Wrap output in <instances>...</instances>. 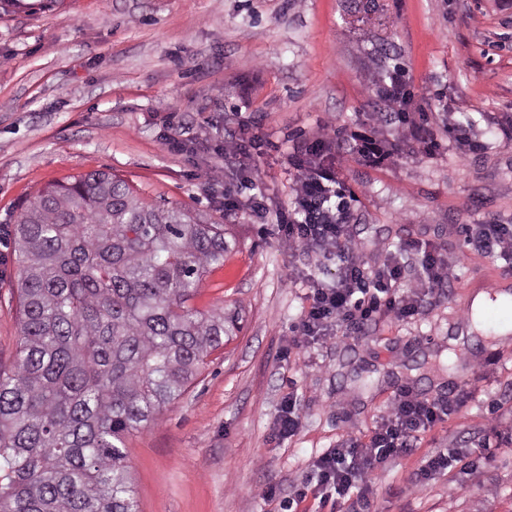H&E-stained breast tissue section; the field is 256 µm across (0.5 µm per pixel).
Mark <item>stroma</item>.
Listing matches in <instances>:
<instances>
[{
	"instance_id": "stroma-1",
	"label": "stroma",
	"mask_w": 512,
	"mask_h": 512,
	"mask_svg": "<svg viewBox=\"0 0 512 512\" xmlns=\"http://www.w3.org/2000/svg\"><path fill=\"white\" fill-rule=\"evenodd\" d=\"M401 66L442 146L373 167L346 135L399 136V107L381 94ZM262 120L272 143L246 174L221 181L214 148L239 116ZM468 120L481 150L457 147ZM195 152L166 143L176 123ZM332 132L355 192L353 239L367 266L395 245L426 241L452 265L450 285L418 316L382 319L360 339L327 336L295 352L313 282H332L335 257L289 248L274 223L228 218L225 190L265 193L287 208L294 144ZM94 170L125 179L148 202L195 209L238 245L194 300L237 314L241 329L177 402L126 441L141 512H288L315 457L348 432H370L402 386L425 399L456 393L479 366L466 405L388 461L379 512H512V336L496 323L469 331V297L512 286V260L471 252L469 224H512V0H22L0 6V365L20 338L18 268L9 246L29 198ZM296 396L298 433L280 438L282 402ZM504 439L476 471L406 480L444 448L476 451L489 426ZM277 495L265 500L263 488Z\"/></svg>"
}]
</instances>
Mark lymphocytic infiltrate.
<instances>
[{"label":"lymphocytic infiltrate","mask_w":512,"mask_h":512,"mask_svg":"<svg viewBox=\"0 0 512 512\" xmlns=\"http://www.w3.org/2000/svg\"><path fill=\"white\" fill-rule=\"evenodd\" d=\"M398 139H376L354 132L350 138L362 161L379 165L398 155L401 145L422 154L434 153L440 146L437 133L402 113ZM288 163L296 172L293 206L269 211L264 200L250 197V209L260 215L274 214L278 228L289 246L306 253L339 259V272L329 284H314L308 295L296 348L326 338L337 328L343 337H360L372 322L382 317L404 320L417 316L427 292L441 291L451 281V265L416 241L405 242L404 253L418 257L423 282L414 287L404 284L405 262L390 256L381 266L367 268L359 246L354 243L350 225L354 219L352 194L340 176L342 153L330 135L294 146ZM469 242L475 252L512 256L511 224H474ZM462 397L422 399L405 388L389 399L377 426L367 435L348 434L313 460L308 474L291 499L297 512L313 499L320 512H377L373 480L386 462L415 451L422 435L460 411Z\"/></svg>","instance_id":"lymphocytic-infiltrate-1"}]
</instances>
